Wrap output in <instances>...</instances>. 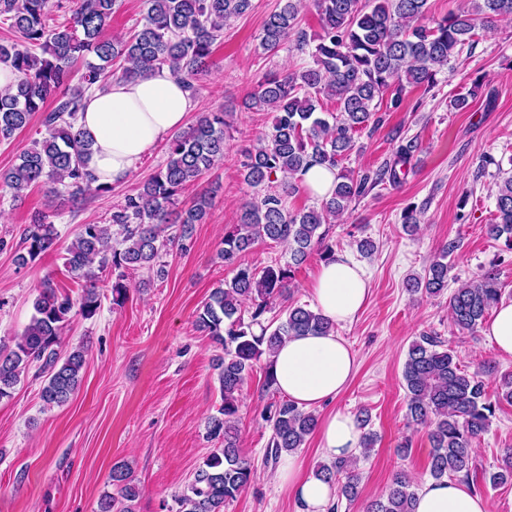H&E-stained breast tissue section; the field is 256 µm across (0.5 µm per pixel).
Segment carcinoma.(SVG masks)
Wrapping results in <instances>:
<instances>
[{
    "label": "carcinoma",
    "mask_w": 512,
    "mask_h": 512,
    "mask_svg": "<svg viewBox=\"0 0 512 512\" xmlns=\"http://www.w3.org/2000/svg\"><path fill=\"white\" fill-rule=\"evenodd\" d=\"M117 0H0V23L18 34L20 43L0 44V63L17 74L15 89L0 94V140H9L40 115L42 140L19 155V163L0 175V187L15 201L30 187L48 186L49 203L66 196L76 201L87 194L111 191L95 185L86 172L92 139L77 125L84 98L99 82L116 77L133 80L156 67L195 89L196 77L208 70L213 47L224 25L252 9V0H147L140 27L121 40L103 36ZM438 18L427 17L428 0H314L320 31L313 37L297 27L301 0H280L266 18L261 47L276 52L290 42L302 50L315 42L312 63L299 71L267 73L245 106L272 114L271 128L253 148L242 151L240 174L252 188L263 190L246 202L235 224L225 228L218 258L235 271L215 288L198 311L195 327L223 351L215 364L223 403L205 424L206 438L221 443L203 460L177 496V512H224L254 480L251 462L241 455L239 413L242 388L255 365L265 362L264 387L278 398L260 412L272 431L265 459L278 462L284 453L302 447L318 425L314 412L279 395L270 358L292 336L326 334L335 325L305 305H288L268 317L286 297L294 275L292 266L316 253L324 261L335 257L325 224L377 186L402 182L417 150L414 139L396 147L392 161L374 171L340 167L355 146V135L377 127L374 101L391 92L399 106L406 87L436 84V75L464 49L476 43V22L490 24L512 17V0H470ZM69 13L66 22L50 24L53 10ZM85 61L81 83H70L74 65ZM53 108H46L49 98ZM335 101L333 112L321 113L320 98ZM224 112H200L186 129L167 142V160L135 194L102 223L82 224L65 249V265L85 280L76 301L48 281L33 302V314L12 346H0V399L11 396L21 376L35 366L43 379L44 405L59 406L75 394L85 364L84 350L60 354L64 325L72 312L85 319L101 307L96 271L112 269V304H123L132 272L145 271L150 280L166 275L163 255L171 249L187 252L192 232L213 206V193L197 194L184 206L179 197L224 157ZM313 166L339 169L330 196L320 208L291 212L283 197L299 190L290 179ZM495 222L486 225L489 237L505 238L512 250V175L497 184ZM259 243L286 247L292 264L262 268L242 262V255ZM58 232L47 216L39 215L22 235L18 264L56 250ZM457 249L446 243L423 277L406 281L410 293L437 296L448 288V257ZM503 297L498 273L489 269L454 289L448 300L452 325L475 332ZM407 390V425L429 428L432 444L429 474L434 480L469 477L473 444L492 423L496 404L489 400L481 372L460 367L446 341L425 332L412 342L403 367ZM314 476L336 486L337 497L359 495L357 461L335 459L317 466ZM496 484H512V449L492 474ZM112 484L119 497L106 495L99 512H133L139 488L130 468L116 464ZM416 490L397 472L386 492L369 500L364 512H414Z\"/></svg>",
    "instance_id": "carcinoma-1"
}]
</instances>
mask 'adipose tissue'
<instances>
[{
    "instance_id": "ef3b65f1",
    "label": "adipose tissue",
    "mask_w": 512,
    "mask_h": 512,
    "mask_svg": "<svg viewBox=\"0 0 512 512\" xmlns=\"http://www.w3.org/2000/svg\"><path fill=\"white\" fill-rule=\"evenodd\" d=\"M196 106L186 84L169 68L146 77L109 82L86 96L79 124L93 140L87 170L99 184L129 178L142 156L181 128ZM316 310L335 324L353 323L369 295L365 271L348 255L321 264L310 285ZM356 370L348 343L336 333L289 338L274 356L280 391L304 408L333 403ZM361 432L353 414L331 411L320 426V442L328 457L361 456ZM280 488L296 501L298 512H329L336 495L331 484L302 477L293 456H282L274 473ZM415 512H489L487 501L462 484L422 482Z\"/></svg>"
}]
</instances>
